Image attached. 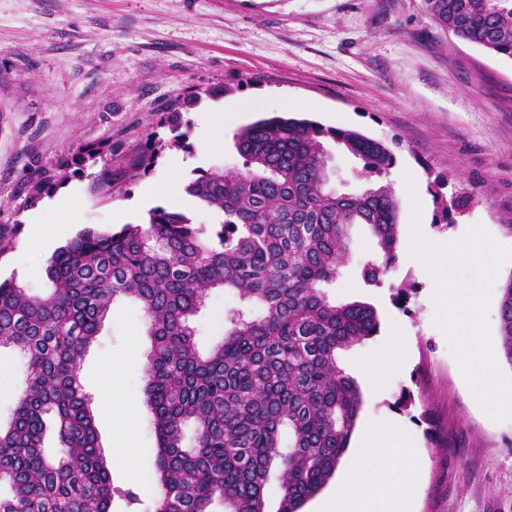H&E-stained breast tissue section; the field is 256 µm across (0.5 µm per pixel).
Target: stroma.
<instances>
[{"label": "stroma", "instance_id": "obj_1", "mask_svg": "<svg viewBox=\"0 0 512 512\" xmlns=\"http://www.w3.org/2000/svg\"><path fill=\"white\" fill-rule=\"evenodd\" d=\"M193 93L201 99L183 115L184 144L172 146L162 114ZM224 102L240 105L242 127L289 114L388 145L394 162L376 178L360 158L327 142L330 186L359 194L389 185L400 202L401 239L416 224L445 243L479 223L512 247V57L442 29L424 0H0V233L11 243L0 254V280L16 279L34 296L47 293V262L66 240L34 234L36 212L45 223L68 225L73 236L118 228L123 210L147 223L159 206L219 224L222 214L185 187L197 171L243 166L232 133L199 146L202 110ZM153 133L166 142L155 165L126 179L135 148ZM100 142L112 145V195L98 191L95 163L56 192L73 208L31 199L32 181L55 174L80 145ZM150 182L180 189L178 202L163 195L143 201ZM459 196L470 204L443 224L440 199ZM347 248L346 266L324 290L339 303L372 305L380 329L343 352V368L359 377L393 326L408 350L379 388L360 385L356 420L361 427L391 418L407 432L415 476L404 512H512V420H491L463 379L434 324L430 272L402 254L380 286H369L361 266L378 249L367 225L351 226ZM408 282L417 290L405 313L392 293ZM240 305L234 291H208L192 319L200 353L224 338L214 310ZM149 350L140 303L116 300L81 362L85 392L98 396L111 382L115 404L143 401ZM109 364L120 368L118 380L107 376ZM404 388L415 397L407 412L393 407ZM425 410L431 423L419 420ZM156 452L148 417L133 437L135 470L109 466L114 486L137 494L136 512H153Z\"/></svg>", "mask_w": 512, "mask_h": 512}]
</instances>
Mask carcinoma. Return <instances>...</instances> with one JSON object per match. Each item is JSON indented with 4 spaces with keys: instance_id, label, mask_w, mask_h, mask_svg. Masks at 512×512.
<instances>
[{
    "instance_id": "carcinoma-1",
    "label": "carcinoma",
    "mask_w": 512,
    "mask_h": 512,
    "mask_svg": "<svg viewBox=\"0 0 512 512\" xmlns=\"http://www.w3.org/2000/svg\"><path fill=\"white\" fill-rule=\"evenodd\" d=\"M439 25L512 57V0H424ZM191 95L165 112L171 131ZM331 138L380 176L394 157L361 132L307 119L272 117L238 130L242 170L201 171L186 192L223 213L215 230L156 208L146 224L87 228L49 259L43 297L0 281V348L28 362L27 385L8 427L0 428V512H112L113 486L91 398L79 378L113 301L138 300L148 320L146 404L158 442L155 512H270L268 482L278 471L276 512H300L325 486L349 447L362 399L339 363L341 351L377 334L376 309L336 304L321 285L347 261L348 230L370 226L382 258L361 277L379 286L397 259L399 200L386 186L358 195L329 189L323 140ZM161 142L142 149L128 179L146 174ZM112 145L79 147L61 173L32 186L52 196L76 173L105 160L98 189L112 194ZM236 291L247 308L224 319V339L198 352L191 318L211 288ZM501 335L512 365V276L501 288ZM60 450L43 451L48 424ZM191 423L195 444L183 446Z\"/></svg>"
}]
</instances>
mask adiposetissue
Listing matches in <instances>:
<instances>
[{"instance_id": "obj_1", "label": "adipose tissue", "mask_w": 512, "mask_h": 512, "mask_svg": "<svg viewBox=\"0 0 512 512\" xmlns=\"http://www.w3.org/2000/svg\"><path fill=\"white\" fill-rule=\"evenodd\" d=\"M407 438L391 422L368 426L357 461L317 512H399L413 468L405 456Z\"/></svg>"}]
</instances>
